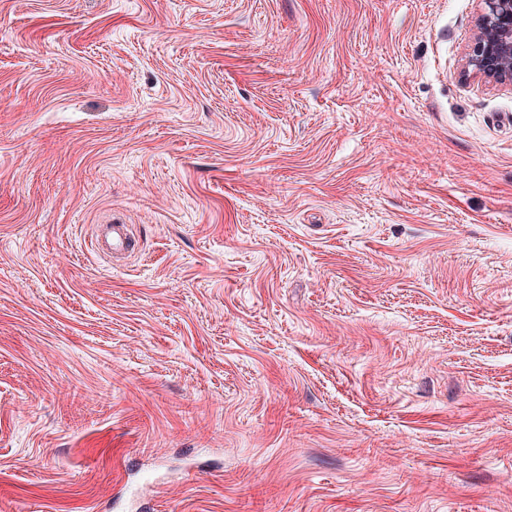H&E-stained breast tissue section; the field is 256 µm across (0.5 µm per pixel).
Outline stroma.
<instances>
[{
	"label": "stroma",
	"mask_w": 512,
	"mask_h": 512,
	"mask_svg": "<svg viewBox=\"0 0 512 512\" xmlns=\"http://www.w3.org/2000/svg\"><path fill=\"white\" fill-rule=\"evenodd\" d=\"M482 7L0 0V512H512ZM99 232L98 245L111 258L128 257L138 248V240L127 224L101 225Z\"/></svg>",
	"instance_id": "obj_1"
}]
</instances>
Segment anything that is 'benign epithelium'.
Returning a JSON list of instances; mask_svg holds the SVG:
<instances>
[{"label":"benign epithelium","mask_w":512,"mask_h":512,"mask_svg":"<svg viewBox=\"0 0 512 512\" xmlns=\"http://www.w3.org/2000/svg\"><path fill=\"white\" fill-rule=\"evenodd\" d=\"M479 33L467 56L474 75L512 86V0H482Z\"/></svg>","instance_id":"7a95c632"}]
</instances>
